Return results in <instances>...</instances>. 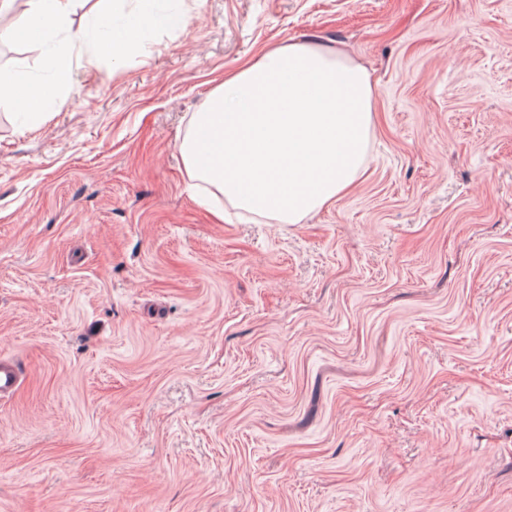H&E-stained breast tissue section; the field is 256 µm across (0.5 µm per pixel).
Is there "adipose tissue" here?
<instances>
[{
	"label": "adipose tissue",
	"mask_w": 512,
	"mask_h": 512,
	"mask_svg": "<svg viewBox=\"0 0 512 512\" xmlns=\"http://www.w3.org/2000/svg\"><path fill=\"white\" fill-rule=\"evenodd\" d=\"M74 0H0V14L20 13L31 50L67 22ZM115 39L91 17L70 38L90 59L137 40ZM61 88L21 83L0 70V103L37 121ZM374 89L367 69L341 50L311 41H280L227 74L194 113L179 150L191 179L211 187L200 202L225 205L276 224H297L346 193L365 168L373 130Z\"/></svg>",
	"instance_id": "obj_1"
}]
</instances>
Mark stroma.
I'll return each instance as SVG.
<instances>
[{
	"instance_id": "obj_1",
	"label": "stroma",
	"mask_w": 512,
	"mask_h": 512,
	"mask_svg": "<svg viewBox=\"0 0 512 512\" xmlns=\"http://www.w3.org/2000/svg\"><path fill=\"white\" fill-rule=\"evenodd\" d=\"M62 98L0 108V512H512V0H123ZM370 71L366 170L219 223L178 149L267 43Z\"/></svg>"
}]
</instances>
